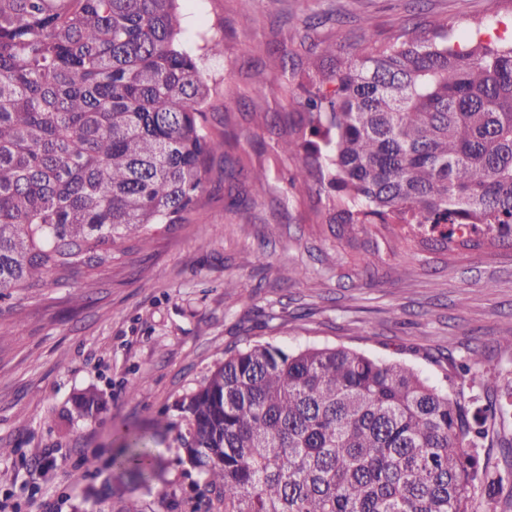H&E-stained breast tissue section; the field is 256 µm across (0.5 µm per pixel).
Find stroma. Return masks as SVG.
<instances>
[{"label": "stroma", "instance_id": "obj_1", "mask_svg": "<svg viewBox=\"0 0 512 512\" xmlns=\"http://www.w3.org/2000/svg\"><path fill=\"white\" fill-rule=\"evenodd\" d=\"M180 11L182 45L211 88L215 133L225 116L279 109L278 91L252 97L249 68L273 71L267 50L293 22L312 19V41L350 50L361 28L383 39L431 16L458 32L481 18L491 33L512 34V0H182ZM213 40L223 55L207 54ZM233 132L240 154L266 168L255 203L227 208L220 188L203 223L153 232L88 285L53 283L0 302V501L18 512H153L162 486L188 512L199 490L178 462L186 425L176 404L225 351L250 343L342 345L443 387L480 348L482 370L512 380V246L398 249L379 224L336 239L314 219V193H282L278 176L295 159L260 147L254 126L237 120ZM292 267L305 277L288 279ZM228 280L241 283V297L225 296ZM88 388L105 400L94 419L72 406ZM128 429L162 451L163 482L128 486L115 500L101 490Z\"/></svg>", "mask_w": 512, "mask_h": 512}]
</instances>
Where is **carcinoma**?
Instances as JSON below:
<instances>
[{"label":"carcinoma","instance_id":"obj_1","mask_svg":"<svg viewBox=\"0 0 512 512\" xmlns=\"http://www.w3.org/2000/svg\"><path fill=\"white\" fill-rule=\"evenodd\" d=\"M180 0H0V298L112 265L157 224L205 219L212 182L245 171L206 131L208 83L181 44ZM313 86L280 112H243L300 159L289 187L335 192L315 213L341 239L364 224L439 233L484 224L512 241V37L431 17L358 50L314 46ZM460 364L443 388L345 346L224 353L182 398L187 463L215 498L190 512H495L512 472V386ZM92 417L94 391L74 398ZM163 460L133 435L112 458L132 484Z\"/></svg>","mask_w":512,"mask_h":512}]
</instances>
